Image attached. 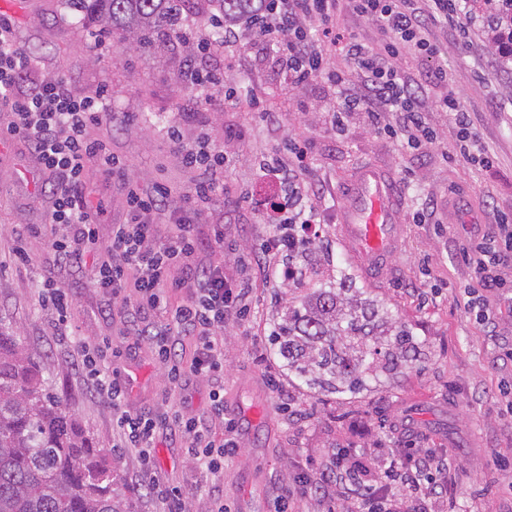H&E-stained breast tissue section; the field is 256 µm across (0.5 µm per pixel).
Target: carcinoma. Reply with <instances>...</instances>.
<instances>
[{
  "instance_id": "cac0c4a2",
  "label": "carcinoma",
  "mask_w": 512,
  "mask_h": 512,
  "mask_svg": "<svg viewBox=\"0 0 512 512\" xmlns=\"http://www.w3.org/2000/svg\"><path fill=\"white\" fill-rule=\"evenodd\" d=\"M497 50L512 56V0H470ZM72 25L91 24L147 49L167 40L187 10L207 18L239 15L254 0H71ZM314 286L309 300L287 308L273 330L288 371L323 392L356 391L392 377L417 360L403 325L374 301ZM107 450L54 395L20 334L0 322V512H135L121 492Z\"/></svg>"
}]
</instances>
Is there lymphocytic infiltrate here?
<instances>
[{"instance_id":"f902f5d3","label":"lymphocytic infiltrate","mask_w":512,"mask_h":512,"mask_svg":"<svg viewBox=\"0 0 512 512\" xmlns=\"http://www.w3.org/2000/svg\"><path fill=\"white\" fill-rule=\"evenodd\" d=\"M372 21L385 35L380 48L344 38L335 19L341 12ZM473 18L462 0H267L265 8L249 17L244 29L224 28L223 45L197 39L195 62L185 70L188 86L198 97L209 100L223 93L225 100L245 103L263 120L274 115L265 100L244 83L225 82L226 73L246 69L234 53L242 39H250L256 61L269 64L273 78L288 88H299L316 80L327 81L334 106L329 122L344 127L355 113L364 114L370 129L379 136L405 137L407 145L419 148L434 144L436 127L428 110L445 113L457 130L456 149L468 162L489 167L493 158L479 143L468 112L457 93L448 87V73L438 68L418 83L397 64L403 46L421 54L439 55V46L428 36L432 23L465 33ZM223 55L220 69L206 67L208 58ZM35 61L16 44L10 21H0V109L9 110L11 120L6 139L30 146L37 161L51 177L52 210L46 235L58 262H89V284L99 292L121 300L128 312L148 320L165 316L162 327H148L142 336L153 346L159 364L173 389H181L188 377L212 381L210 412L199 418L176 409L163 413L131 412L123 409L126 386L107 365L109 341L81 342L79 367L94 394L109 400L113 424L124 445L134 452L142 475L167 512H185L182 490L160 480L155 465V439L161 429H177L192 464L210 475H219L226 459L238 445L233 435L234 419L224 415V329L250 312V288L228 280L218 265L200 266L202 246L220 249L224 231L213 225L209 238H202L200 221L219 187L217 173L228 162L224 151L208 142H183L178 129L168 131L177 143L186 167L202 175L184 197L182 207L169 215V231L160 234L154 216L164 206L170 191L157 185L152 190L130 186L126 196L128 217L113 225L108 245H100L95 212L87 201L85 171L95 163L107 176H124L126 166L106 146L90 140L88 129L104 117V97L75 98L58 79L34 78ZM356 70L359 88H352L349 70ZM31 79L28 93H17L20 80ZM442 88L435 103H428L427 86ZM263 198L260 218L271 231L263 242L262 260L282 281L293 280L294 267L280 263L283 252L306 248L321 234L323 219L315 207L278 193L275 180L259 189ZM470 267L471 281L464 291L463 306L477 320L493 325L487 292L507 287L501 270L512 267V218L501 215L493 233L477 236L461 250ZM181 288L185 297L172 304L170 288ZM188 338L190 356L177 348L179 338ZM222 423L223 436H216L215 423ZM448 455L435 450L412 452L337 454L332 468L294 476L277 512H289L309 493L327 503L326 512H428L443 499L448 485Z\"/></svg>"}]
</instances>
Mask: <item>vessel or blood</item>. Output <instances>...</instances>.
Masks as SVG:
<instances>
[{"mask_svg": "<svg viewBox=\"0 0 512 512\" xmlns=\"http://www.w3.org/2000/svg\"><path fill=\"white\" fill-rule=\"evenodd\" d=\"M340 231L364 269L384 277L396 257L402 236L395 181L384 170L360 169L345 190Z\"/></svg>", "mask_w": 512, "mask_h": 512, "instance_id": "b4317fda", "label": "vessel or blood"}]
</instances>
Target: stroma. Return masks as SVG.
I'll use <instances>...</instances> for the list:
<instances>
[{
  "label": "stroma",
  "instance_id": "1",
  "mask_svg": "<svg viewBox=\"0 0 512 512\" xmlns=\"http://www.w3.org/2000/svg\"><path fill=\"white\" fill-rule=\"evenodd\" d=\"M71 14L65 0H5L0 6L17 45L37 60L39 77L63 80L77 98L104 88L110 92V116L91 126L89 137L106 143L127 171L122 179L104 176L93 166L86 171L89 201L100 210L101 242H109L112 225L127 216L128 181L144 189L156 184L170 189L164 211L155 217L164 233L170 211L180 206L198 177L182 164L166 129L152 125V118L167 117L185 142L207 139L223 146L230 158L224 192L213 197L202 222L224 227L223 249L207 251L205 263L223 266L227 277L246 281L253 290L249 320L231 324L224 334V411L236 421L238 451L225 462L219 483L231 512H274L277 497L301 468L329 467L342 448L395 446L404 420L417 447L453 452L446 512H512V415L499 395L500 383L512 380L507 355L512 292L490 296L498 312L490 327L478 324L455 302L470 280L462 247L487 231L499 214L512 212V60L491 51L486 28L475 24L459 39L431 28L440 55L430 58L407 47L398 64L420 82L436 67L447 70L480 144L495 157L489 169L455 158V129L441 113L429 115L438 128L436 144L408 149L376 136L357 117L341 131L328 125L331 101L324 82L285 92L260 68L255 80L279 114L278 125H267L238 104L208 103L184 89L181 51L130 49L96 28L71 26ZM284 133L311 150L322 183L317 204L325 220L323 242L309 252L305 269L291 283L239 262L240 256L259 252L269 231L257 222L248 193L259 185L263 168L282 161ZM368 163L394 176L405 224L399 254L380 281L363 275L336 235L342 185ZM49 190L50 177L28 146L13 140L0 144V321L18 329L51 391L108 449L136 512H162L136 458L119 446L111 404L85 384L76 366L77 344L105 337L117 346L119 355L111 363L132 380L129 410L158 409L167 378L123 305L91 288L85 270L57 264L48 244L31 236V228L45 222ZM423 209L427 223H414L413 215ZM21 236L27 237L32 257L24 268L17 267L12 254ZM343 274L353 280L360 298L382 303L393 319L408 326L422 354L404 373L359 393H321L284 369L271 330L285 304H300L312 283L331 284ZM48 276L73 295L67 325H58L38 303ZM271 373L280 379L282 391L267 385ZM156 463L162 478L184 489L189 512H210L211 479L189 462L179 436L160 431Z\"/></svg>",
  "mask_w": 512,
  "mask_h": 512
}]
</instances>
